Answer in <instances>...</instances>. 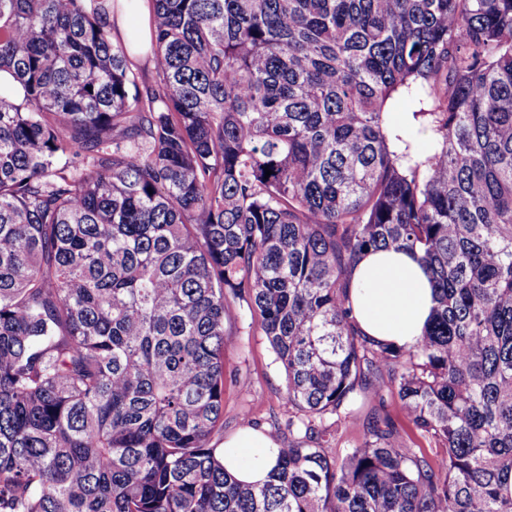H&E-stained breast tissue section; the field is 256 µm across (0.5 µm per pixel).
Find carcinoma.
I'll return each instance as SVG.
<instances>
[{
	"mask_svg": "<svg viewBox=\"0 0 512 512\" xmlns=\"http://www.w3.org/2000/svg\"><path fill=\"white\" fill-rule=\"evenodd\" d=\"M153 2L148 70L112 0H0V512H512V0ZM380 249L436 291L410 348L351 317ZM243 305L295 409L262 486L212 444ZM386 405L394 420L402 429V433L407 440V444L411 448H422L423 451L429 455H432V453L435 452V448H430L433 445L429 442V440L421 436L419 431L415 429L414 425L409 421V419L405 417L398 402L388 397ZM336 438V448H353L363 441V433L360 427L352 421L338 422L331 429Z\"/></svg>",
	"mask_w": 512,
	"mask_h": 512,
	"instance_id": "carcinoma-1",
	"label": "carcinoma"
}]
</instances>
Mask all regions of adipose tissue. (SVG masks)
<instances>
[{
  "instance_id": "adipose-tissue-1",
  "label": "adipose tissue",
  "mask_w": 512,
  "mask_h": 512,
  "mask_svg": "<svg viewBox=\"0 0 512 512\" xmlns=\"http://www.w3.org/2000/svg\"><path fill=\"white\" fill-rule=\"evenodd\" d=\"M117 26L132 56L148 48L154 15L151 0H116ZM350 301L359 329L367 336L397 346L415 344L434 306V293L419 261L404 251L367 254L353 271ZM231 453L226 471L242 483L269 479L279 453L264 431L245 426L224 441Z\"/></svg>"
}]
</instances>
